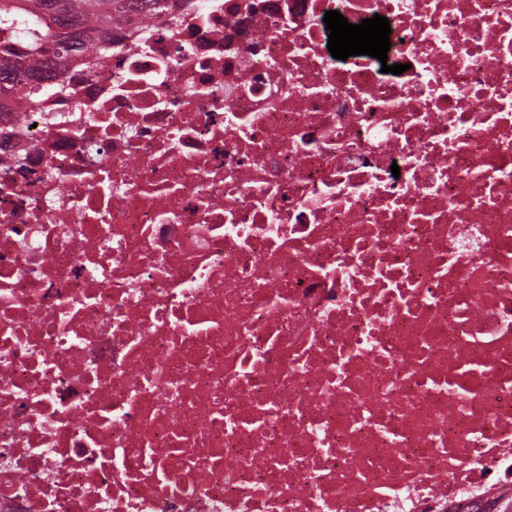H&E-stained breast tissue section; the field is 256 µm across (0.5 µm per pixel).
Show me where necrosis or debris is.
Wrapping results in <instances>:
<instances>
[{"instance_id":"obj_1","label":"necrosis or debris","mask_w":512,"mask_h":512,"mask_svg":"<svg viewBox=\"0 0 512 512\" xmlns=\"http://www.w3.org/2000/svg\"><path fill=\"white\" fill-rule=\"evenodd\" d=\"M511 493L512 0H164L0 95V512Z\"/></svg>"}]
</instances>
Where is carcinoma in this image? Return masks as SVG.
I'll use <instances>...</instances> for the list:
<instances>
[{
  "mask_svg": "<svg viewBox=\"0 0 512 512\" xmlns=\"http://www.w3.org/2000/svg\"><path fill=\"white\" fill-rule=\"evenodd\" d=\"M124 8L125 0H0V89L29 96L31 80L50 78L84 48L87 26Z\"/></svg>",
  "mask_w": 512,
  "mask_h": 512,
  "instance_id": "obj_1",
  "label": "carcinoma"
}]
</instances>
